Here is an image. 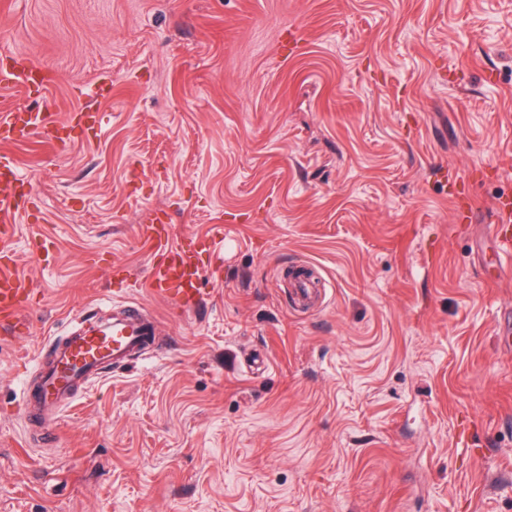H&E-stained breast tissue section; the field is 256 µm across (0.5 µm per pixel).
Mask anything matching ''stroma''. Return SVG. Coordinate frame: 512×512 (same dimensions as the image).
I'll use <instances>...</instances> for the list:
<instances>
[{
    "label": "stroma",
    "mask_w": 512,
    "mask_h": 512,
    "mask_svg": "<svg viewBox=\"0 0 512 512\" xmlns=\"http://www.w3.org/2000/svg\"><path fill=\"white\" fill-rule=\"evenodd\" d=\"M1 53L52 79L13 111L102 125L6 148L0 512H512V0H0ZM154 211L224 226L196 311L145 287ZM108 298L157 357L21 447L35 357ZM24 185L14 160L0 155V327L15 328L28 293L26 279L8 254L16 240V215L20 213L17 187ZM494 223L493 232L498 265L500 268H510L512 264L511 208L500 207L497 211V218H494Z\"/></svg>",
    "instance_id": "1"
}]
</instances>
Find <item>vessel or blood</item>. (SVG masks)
Wrapping results in <instances>:
<instances>
[{"label":"vessel or blood","mask_w":512,"mask_h":512,"mask_svg":"<svg viewBox=\"0 0 512 512\" xmlns=\"http://www.w3.org/2000/svg\"><path fill=\"white\" fill-rule=\"evenodd\" d=\"M42 75L36 68L0 66V85L33 83ZM94 112H75L60 118L52 112H4L0 114V145L17 141L24 133L36 131L51 142H60L62 130L74 125L96 126ZM18 167L7 155H0V327H15L28 293V284L19 273L11 252L16 240V216L20 211L17 188L23 185ZM157 263L152 264L146 284L148 292L166 299L179 309L195 303L200 295L201 253L224 247L223 231L196 237L192 244L174 239L159 216H151L141 227ZM499 267L512 265V209L499 208L493 226ZM156 325L136 307L128 306L122 315L109 321L85 319L81 328L56 338L53 358L38 365L40 381L35 389H24L21 419L24 427L38 429L44 441L53 431L65 409L88 386L111 370L144 360L152 350Z\"/></svg>","instance_id":"b4317fda"}]
</instances>
